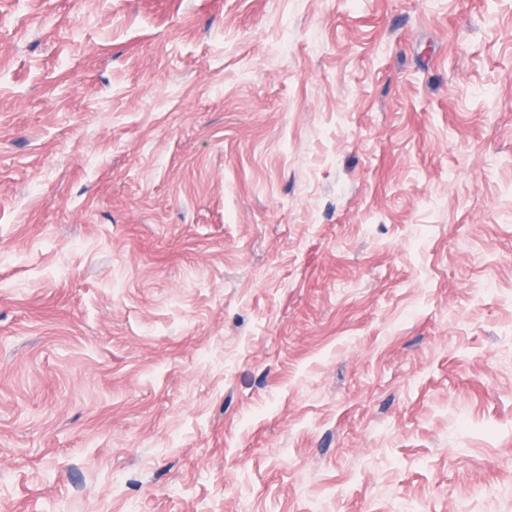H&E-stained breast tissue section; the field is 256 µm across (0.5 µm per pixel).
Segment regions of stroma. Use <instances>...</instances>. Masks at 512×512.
<instances>
[{
	"instance_id": "obj_1",
	"label": "stroma",
	"mask_w": 512,
	"mask_h": 512,
	"mask_svg": "<svg viewBox=\"0 0 512 512\" xmlns=\"http://www.w3.org/2000/svg\"><path fill=\"white\" fill-rule=\"evenodd\" d=\"M0 512H512V0H0Z\"/></svg>"
}]
</instances>
